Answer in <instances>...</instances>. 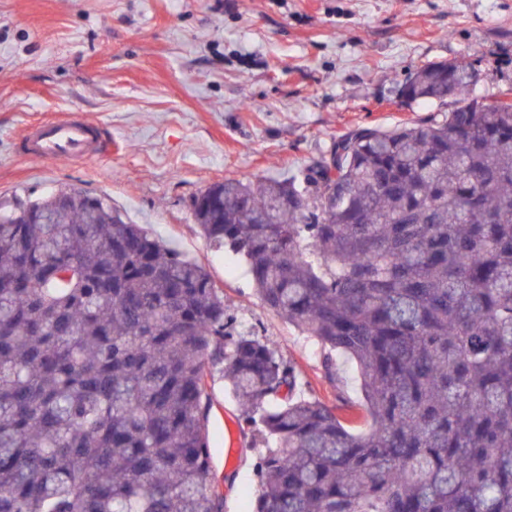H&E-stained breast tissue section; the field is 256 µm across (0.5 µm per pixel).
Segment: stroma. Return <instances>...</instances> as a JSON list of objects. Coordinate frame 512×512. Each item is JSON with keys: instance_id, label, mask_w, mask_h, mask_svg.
<instances>
[{"instance_id": "35a3bbf8", "label": "stroma", "mask_w": 512, "mask_h": 512, "mask_svg": "<svg viewBox=\"0 0 512 512\" xmlns=\"http://www.w3.org/2000/svg\"><path fill=\"white\" fill-rule=\"evenodd\" d=\"M471 61L478 96L512 90V0H0V203L75 187L110 200L195 259L224 294L231 332L254 328L301 373L306 393L368 432L354 363L331 381L317 341L266 307L228 252L195 224L191 202L227 179L283 178L360 127L441 118L452 102L407 103L405 78ZM76 112L108 154L83 164L21 154L37 120ZM213 483L224 512H249L261 449L250 407L209 380ZM242 454L224 465V419Z\"/></svg>"}]
</instances>
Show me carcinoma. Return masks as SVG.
Here are the masks:
<instances>
[{
	"instance_id": "1",
	"label": "carcinoma",
	"mask_w": 512,
	"mask_h": 512,
	"mask_svg": "<svg viewBox=\"0 0 512 512\" xmlns=\"http://www.w3.org/2000/svg\"><path fill=\"white\" fill-rule=\"evenodd\" d=\"M468 60L424 65L409 103L448 116L359 128L299 176L216 182L202 234L258 298L356 365L367 433L296 394L193 259L106 198L0 205V512H224L207 379L253 406L250 512H512V98ZM49 218L50 223L37 220Z\"/></svg>"
}]
</instances>
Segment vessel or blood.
Masks as SVG:
<instances>
[{
  "label": "vessel or blood",
  "instance_id": "1",
  "mask_svg": "<svg viewBox=\"0 0 512 512\" xmlns=\"http://www.w3.org/2000/svg\"><path fill=\"white\" fill-rule=\"evenodd\" d=\"M22 143L25 156L53 162H87L109 150L107 142L96 129L75 113L28 125Z\"/></svg>",
  "mask_w": 512,
  "mask_h": 512
}]
</instances>
